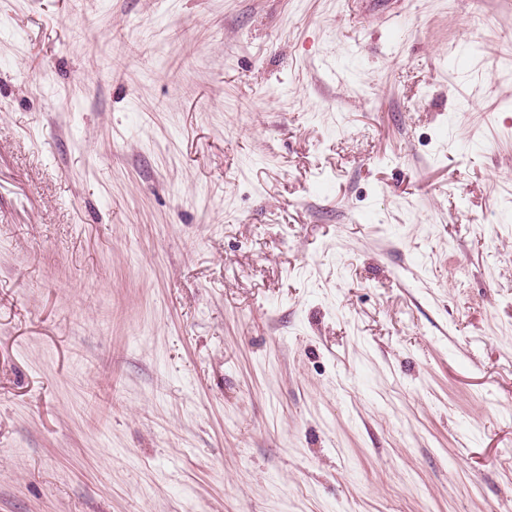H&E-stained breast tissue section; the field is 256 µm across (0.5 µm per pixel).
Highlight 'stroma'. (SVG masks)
Wrapping results in <instances>:
<instances>
[{
  "instance_id": "stroma-1",
  "label": "stroma",
  "mask_w": 512,
  "mask_h": 512,
  "mask_svg": "<svg viewBox=\"0 0 512 512\" xmlns=\"http://www.w3.org/2000/svg\"><path fill=\"white\" fill-rule=\"evenodd\" d=\"M0 512H512V0H0Z\"/></svg>"
}]
</instances>
